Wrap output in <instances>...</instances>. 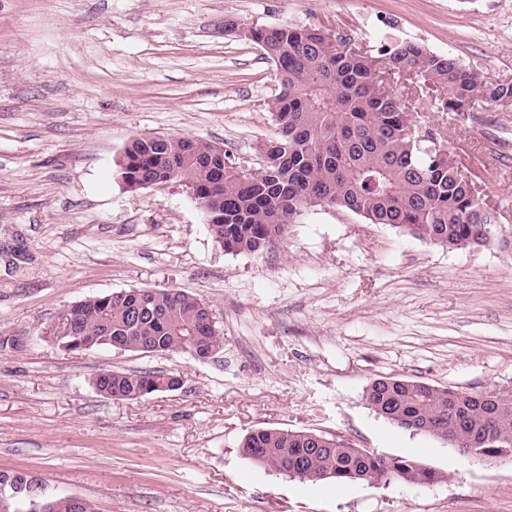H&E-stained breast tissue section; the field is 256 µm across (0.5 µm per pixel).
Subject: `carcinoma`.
I'll return each instance as SVG.
<instances>
[{"label": "carcinoma", "instance_id": "carcinoma-1", "mask_svg": "<svg viewBox=\"0 0 512 512\" xmlns=\"http://www.w3.org/2000/svg\"><path fill=\"white\" fill-rule=\"evenodd\" d=\"M241 39L258 45L277 70L270 103L277 137L263 143V164L246 174L224 147L185 137H136L115 163L131 190L178 181L204 210L215 241L231 253H257L282 238L300 212L315 206L350 211L370 224H390L448 248L484 246L498 239L494 213L476 183L450 161L441 135L410 132L416 88L439 92L438 108L458 115L482 103L512 102V83L487 85L451 55L397 41L373 55L320 29L244 25ZM66 342L146 353L221 351L224 336L208 305L176 289L137 290L89 297L65 315ZM169 374L104 370L93 385L113 400L162 391ZM373 411L389 408L397 426L479 448L497 458L512 441V389L469 392L408 378L369 384ZM241 454L264 468L303 482L338 485L368 479L388 483L413 459L374 457L363 448L310 430L260 428L240 442ZM72 512L67 496L18 492L0 512Z\"/></svg>", "mask_w": 512, "mask_h": 512}]
</instances>
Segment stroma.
<instances>
[{
	"label": "stroma",
	"mask_w": 512,
	"mask_h": 512,
	"mask_svg": "<svg viewBox=\"0 0 512 512\" xmlns=\"http://www.w3.org/2000/svg\"><path fill=\"white\" fill-rule=\"evenodd\" d=\"M316 27L375 52L391 39L512 82V0H0V470L95 512H512V459L471 460L387 421L378 377L512 387V245L449 249L344 210L305 209L286 238L228 253L178 182L127 189L135 136H186L257 167L276 133V67L224 24ZM416 93L512 241V106L469 119ZM179 289L224 349L69 350L88 297ZM105 369L179 389L117 401ZM313 429L415 458L430 486L302 482L239 453L257 428Z\"/></svg>",
	"instance_id": "obj_1"
}]
</instances>
